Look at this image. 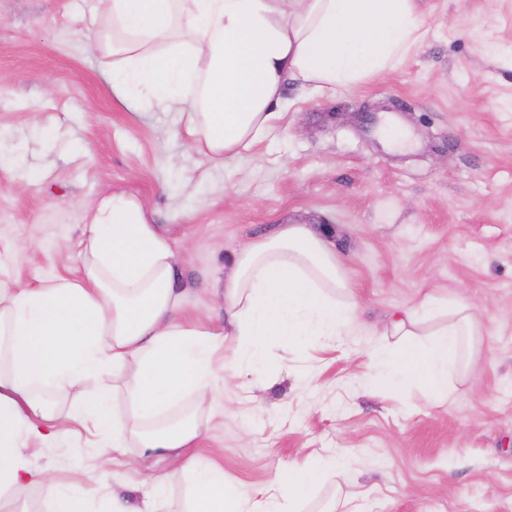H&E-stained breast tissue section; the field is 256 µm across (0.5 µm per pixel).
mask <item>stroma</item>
Segmentation results:
<instances>
[{"label": "stroma", "mask_w": 512, "mask_h": 512, "mask_svg": "<svg viewBox=\"0 0 512 512\" xmlns=\"http://www.w3.org/2000/svg\"><path fill=\"white\" fill-rule=\"evenodd\" d=\"M427 30L395 70L320 98L289 83L288 133L217 165L187 151L174 112L130 109L112 54L89 50L98 0H0V282L79 276L84 208L144 200L175 240L191 320L222 317L224 275L279 224H321L357 319L345 336L275 349L288 368L255 388L219 384L196 448L261 499L296 461L353 448L347 479L312 484L302 512H512V0H416ZM27 242L16 252L18 242ZM468 305L479 336L436 406L426 388L366 383L373 324L426 297ZM93 440L60 434L37 465L88 512L113 492L143 512L169 460L141 458L122 487Z\"/></svg>", "instance_id": "1"}]
</instances>
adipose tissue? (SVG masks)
Returning a JSON list of instances; mask_svg holds the SVG:
<instances>
[{
	"instance_id": "1",
	"label": "adipose tissue",
	"mask_w": 512,
	"mask_h": 512,
	"mask_svg": "<svg viewBox=\"0 0 512 512\" xmlns=\"http://www.w3.org/2000/svg\"><path fill=\"white\" fill-rule=\"evenodd\" d=\"M112 37L115 91L136 88L139 102L178 107L190 149L219 159L245 157L279 137L295 81L320 97L400 65L424 37L415 0H99ZM80 276L37 285L0 286V491L37 484L53 512H85L83 497L58 490L52 474L31 465L20 442L49 443L56 429L77 425L111 432L113 449L127 435L150 455L191 447L196 414L212 395L219 337L230 338L226 375L260 377L270 348L310 336L344 335L355 306L337 299L348 284L331 243L314 226L284 224L252 241L224 280V324L190 323L175 276L176 249L151 224L145 203L126 193L102 196L84 215ZM446 326L420 338L421 325ZM378 335L398 339L378 348L376 381L426 386L447 401L448 371L472 351L476 321L459 303L429 301L391 318ZM135 370L123 382L132 423L111 422L102 402L84 396V379L110 366ZM71 397L56 412L51 390ZM303 461L288 470L287 501L306 496L321 470L346 460ZM194 486L191 512H285L271 495L251 502L219 463L186 464Z\"/></svg>"
}]
</instances>
